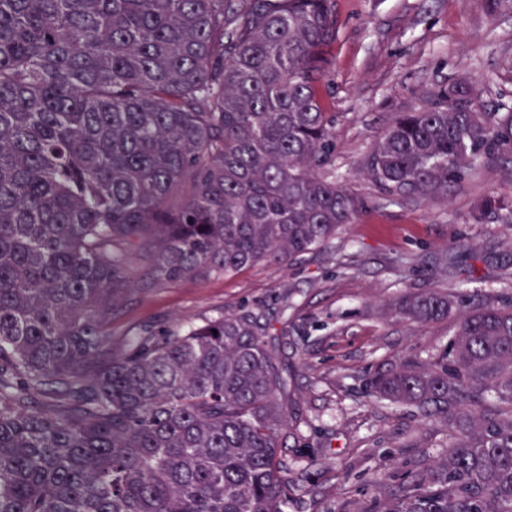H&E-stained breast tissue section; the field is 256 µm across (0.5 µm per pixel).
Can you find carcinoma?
I'll return each instance as SVG.
<instances>
[{"label": "carcinoma", "instance_id": "cac0c4a2", "mask_svg": "<svg viewBox=\"0 0 512 512\" xmlns=\"http://www.w3.org/2000/svg\"><path fill=\"white\" fill-rule=\"evenodd\" d=\"M336 0H0V512H283L288 377L244 311L139 325L112 305L155 281L280 266L364 199L322 174ZM459 76L399 112L363 159L389 200L443 198L512 154V105ZM512 243V193L491 192ZM448 320L436 359L369 380L447 437L378 512H512V299L406 293Z\"/></svg>", "mask_w": 512, "mask_h": 512}]
</instances>
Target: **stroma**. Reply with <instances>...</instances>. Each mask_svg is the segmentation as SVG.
Listing matches in <instances>:
<instances>
[{"label": "stroma", "instance_id": "1", "mask_svg": "<svg viewBox=\"0 0 512 512\" xmlns=\"http://www.w3.org/2000/svg\"><path fill=\"white\" fill-rule=\"evenodd\" d=\"M327 111L336 115L330 172L366 201L354 223L299 261L237 274L156 282L146 259L130 264L134 289L112 315V340L140 324L174 326L221 312H263L274 353L289 369L291 485L287 512H372L412 473L434 465L445 441L411 407L378 401L366 377L403 357H435L448 321L390 315L406 292L453 290L471 299L512 295V249L495 221L468 214L490 191H512V157L471 172L449 198L388 200L360 172L396 112L468 73L487 110L512 98V9L488 17L482 0H336ZM449 254L453 264L437 260Z\"/></svg>", "mask_w": 512, "mask_h": 512}]
</instances>
